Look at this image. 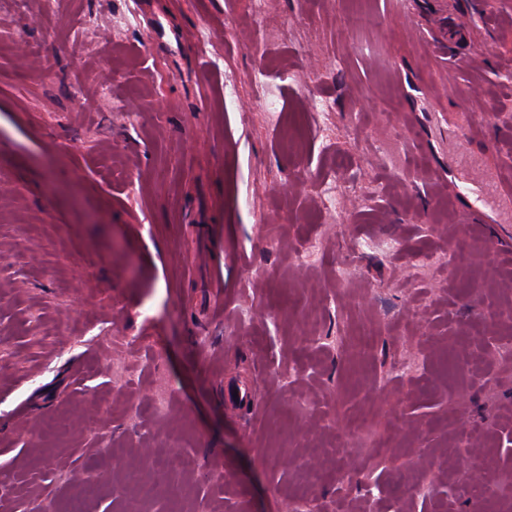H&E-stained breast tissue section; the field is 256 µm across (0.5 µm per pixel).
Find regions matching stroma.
<instances>
[{"mask_svg": "<svg viewBox=\"0 0 512 512\" xmlns=\"http://www.w3.org/2000/svg\"><path fill=\"white\" fill-rule=\"evenodd\" d=\"M42 2L0 0V512H512V0Z\"/></svg>", "mask_w": 512, "mask_h": 512, "instance_id": "1", "label": "stroma"}]
</instances>
